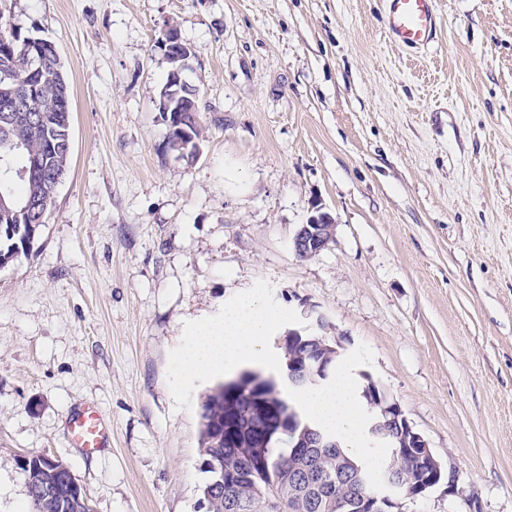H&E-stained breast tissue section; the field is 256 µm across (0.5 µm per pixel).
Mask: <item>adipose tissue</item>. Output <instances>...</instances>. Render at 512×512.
<instances>
[{
  "label": "adipose tissue",
  "mask_w": 512,
  "mask_h": 512,
  "mask_svg": "<svg viewBox=\"0 0 512 512\" xmlns=\"http://www.w3.org/2000/svg\"><path fill=\"white\" fill-rule=\"evenodd\" d=\"M284 319V310L268 304L262 289L241 294L225 304L219 319L193 325L178 359L180 378L192 382L218 373L231 374L248 363L278 371L279 360L267 353L266 338ZM292 397L309 419L334 431L366 468L377 466L362 437L365 410L345 370H337L332 384L312 391L296 390Z\"/></svg>",
  "instance_id": "ef3b65f1"
}]
</instances>
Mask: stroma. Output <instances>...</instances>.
Instances as JSON below:
<instances>
[{
    "instance_id": "35a3bbf8",
    "label": "stroma",
    "mask_w": 512,
    "mask_h": 512,
    "mask_svg": "<svg viewBox=\"0 0 512 512\" xmlns=\"http://www.w3.org/2000/svg\"><path fill=\"white\" fill-rule=\"evenodd\" d=\"M423 53L382 0H0L58 49L71 149L32 250L0 269V512L28 500L20 456L63 461L92 512H201L189 327L253 288L322 317L341 363L400 404L455 493L404 512H512V0H437ZM174 26L196 56L200 157L179 159L157 94ZM327 247L291 240L313 204ZM112 430L85 455L69 417ZM315 214L307 224H302L295 233L292 243L295 254L310 258L319 254L333 240L336 231L335 220L318 204L313 207Z\"/></svg>"
}]
</instances>
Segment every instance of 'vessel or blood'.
Listing matches in <instances>:
<instances>
[{
	"mask_svg": "<svg viewBox=\"0 0 512 512\" xmlns=\"http://www.w3.org/2000/svg\"><path fill=\"white\" fill-rule=\"evenodd\" d=\"M385 32L399 47L426 49L437 38L436 0H383ZM109 436L99 411L86 406L68 423V441L90 454L105 446Z\"/></svg>",
	"mask_w": 512,
	"mask_h": 512,
	"instance_id": "b4317fda",
	"label": "vessel or blood"
}]
</instances>
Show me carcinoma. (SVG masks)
Returning <instances> with one entry per match:
<instances>
[{
	"mask_svg": "<svg viewBox=\"0 0 512 512\" xmlns=\"http://www.w3.org/2000/svg\"><path fill=\"white\" fill-rule=\"evenodd\" d=\"M36 57L38 54L30 50L28 38L9 27L0 11V86L15 83L36 87L30 110L39 117L38 124L31 127L20 119L15 128L16 134L27 139L29 150L20 153L0 146V155H7L16 171L29 167L30 152L45 153L48 140H61L65 131L71 129V113L64 107V103L70 102V88L50 79L49 64L37 62ZM33 190L30 180L6 179L0 173V192L11 199H23ZM42 226L44 223L33 221L0 225V266L12 264L27 254ZM261 386L259 391L244 388L235 401L237 427L243 436L270 431L264 458L249 468L242 466L235 449L224 447L225 385L215 386L201 404V460L221 466L226 475L237 474L230 485L203 483L199 502L205 512H288V491H298L306 482L304 472L296 466L291 438L278 433L288 422V412L296 406L289 393L282 390L280 380H266ZM311 455L312 463L327 480L328 493L345 503L370 494L371 484L364 472L357 475L337 472L336 457L348 456L343 447L313 448ZM73 480L70 469L61 461L46 472L38 469L26 476L30 512H83L84 505L68 493ZM48 482L59 487L57 494L48 496L40 492L39 487Z\"/></svg>",
	"mask_w": 512,
	"mask_h": 512,
	"instance_id": "cac0c4a2",
	"label": "carcinoma"
}]
</instances>
